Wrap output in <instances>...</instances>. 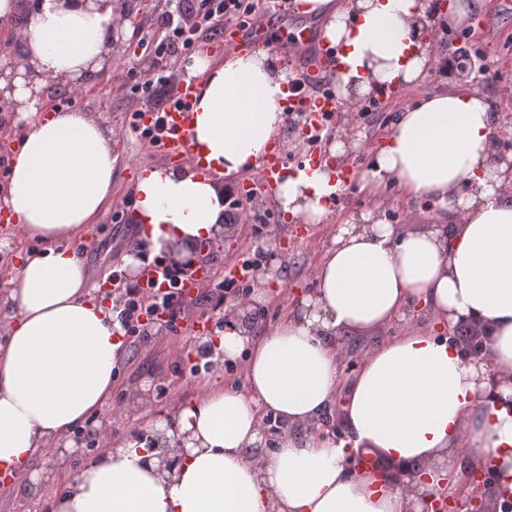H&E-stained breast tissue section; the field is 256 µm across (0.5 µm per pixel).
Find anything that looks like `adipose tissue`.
Masks as SVG:
<instances>
[{
    "label": "adipose tissue",
    "instance_id": "ef3b65f1",
    "mask_svg": "<svg viewBox=\"0 0 512 512\" xmlns=\"http://www.w3.org/2000/svg\"><path fill=\"white\" fill-rule=\"evenodd\" d=\"M342 47L333 84L350 104L380 86H422L433 67L426 31L434 0H294ZM16 22L11 58L0 62V99L21 132L0 209L37 249L26 252L0 304V475L27 474L47 496L51 478L31 463L56 448L64 466L77 430L102 428L124 345L119 321L94 300L91 271L71 243L112 197L118 156L112 134L80 111H49L54 83L80 86L112 63L131 22L116 0H0ZM196 87L190 141L212 170L152 164L134 187L143 230L131 267L167 253L184 261L224 235V187L261 165L285 135L289 76L267 51L199 54L185 67ZM494 154L489 105L474 89L424 93L393 122L361 174L369 194L389 189L427 201L444 221L422 229L386 223L372 208L340 224L316 286L277 324L257 331L234 314L202 342L222 362H243L244 382L205 381V395L148 421L181 462L160 473L135 444L108 443L71 478L53 512H420L429 472L466 450L475 468L512 493V196ZM468 192H461V185ZM340 183L331 168L285 169L274 202L285 217L318 224ZM421 305L438 322L467 320L483 342L470 358L448 338L410 326ZM400 331L369 350L340 390L342 334ZM342 400L346 438L325 427ZM284 426L274 450L256 456L265 418ZM379 455L387 474L360 467Z\"/></svg>",
    "mask_w": 512,
    "mask_h": 512
}]
</instances>
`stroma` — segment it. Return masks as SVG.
Here are the masks:
<instances>
[{
  "label": "stroma",
  "mask_w": 512,
  "mask_h": 512,
  "mask_svg": "<svg viewBox=\"0 0 512 512\" xmlns=\"http://www.w3.org/2000/svg\"><path fill=\"white\" fill-rule=\"evenodd\" d=\"M444 56L456 54L458 47L468 48L471 56L483 59L490 71L479 91L490 106L494 128H512V0H484V6L461 24L436 19L430 33ZM455 80L434 74L425 89L406 88L402 93L384 103L380 112L367 114L354 120L353 129L346 142L345 162L364 166L366 156L384 144L388 125L382 117H395L404 107L415 104L423 90L441 91L455 87ZM82 93L74 107L101 121L112 133V140L119 155V163L112 178V203L96 223L87 225L75 247L93 272H101L111 264L116 249H128L141 227L135 219L134 208H127L122 220H115L118 204L132 193L138 179L134 164L149 156L154 162L167 163V156L151 154L147 144L125 130L127 118L135 103L112 89V74L104 71L86 79ZM251 175H243L234 188L236 197L245 199L253 207L260 223L267 232L254 237L250 225L233 223L223 238L208 244L206 261L212 282H220L228 265L247 248H261L262 273L271 274L279 281L281 292H270L263 299L252 300L248 314L253 324L265 329L274 325L285 313L288 305L299 302L314 288L313 277L330 244L338 224L354 212L371 208L373 200L360 183L343 189L331 219L321 224L300 221L284 222L273 203L272 196L248 198ZM193 321H182L180 332L156 324L149 330L150 344L145 349L126 348L118 367L115 391L121 396L122 417L112 425L116 440H139L147 433V421L164 402L153 392L157 385L173 388L181 403L197 399V388L206 378V365L200 358L188 354L187 349L195 338Z\"/></svg>",
  "instance_id": "35a3bbf8"
}]
</instances>
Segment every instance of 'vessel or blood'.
Here are the masks:
<instances>
[{
    "label": "vessel or blood",
    "instance_id": "1",
    "mask_svg": "<svg viewBox=\"0 0 512 512\" xmlns=\"http://www.w3.org/2000/svg\"><path fill=\"white\" fill-rule=\"evenodd\" d=\"M283 42L285 44L283 57L288 61L292 60L300 50L308 48L312 51L303 74L307 82L306 89L300 93H289L283 107L288 112H307L308 134L321 135L334 119L337 105L335 96L321 93L317 83L323 73L322 62L334 60L338 52L327 46L323 39L316 37L313 28L308 26L286 33ZM174 101V106L168 107L165 116L166 134L160 151L171 158L194 157L189 138L191 114L195 106L194 87L185 85L178 88L174 94ZM194 159L200 174H207L208 169L203 158L194 157ZM283 162L284 158L281 154H271L253 180L254 189L269 194L274 193L282 180Z\"/></svg>",
    "mask_w": 512,
    "mask_h": 512
}]
</instances>
